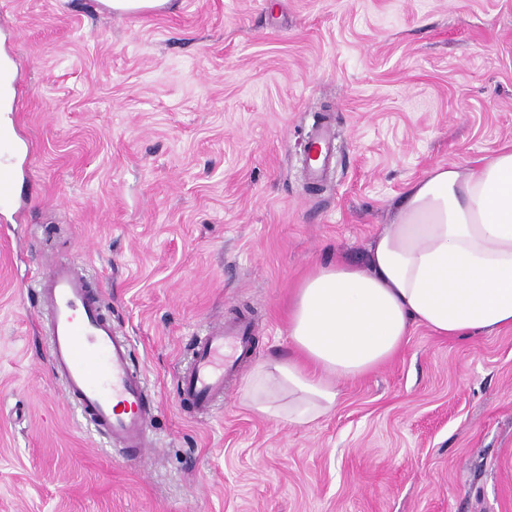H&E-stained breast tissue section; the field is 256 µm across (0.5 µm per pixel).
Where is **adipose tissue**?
<instances>
[{
    "mask_svg": "<svg viewBox=\"0 0 512 512\" xmlns=\"http://www.w3.org/2000/svg\"><path fill=\"white\" fill-rule=\"evenodd\" d=\"M418 326L453 339L512 329V147L410 183L364 264L314 265L288 305V359L259 365L245 398L275 421L312 423L340 382L396 355Z\"/></svg>",
    "mask_w": 512,
    "mask_h": 512,
    "instance_id": "ef3b65f1",
    "label": "adipose tissue"
}]
</instances>
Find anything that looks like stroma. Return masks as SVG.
<instances>
[{"mask_svg": "<svg viewBox=\"0 0 512 512\" xmlns=\"http://www.w3.org/2000/svg\"><path fill=\"white\" fill-rule=\"evenodd\" d=\"M18 72L17 200L0 209V512H512V329L416 328L289 426L243 400L287 357L314 264L361 262L408 184L512 147V0H0ZM336 118L309 189L302 149ZM75 262L130 336L154 416L140 457L65 398L33 283ZM251 349L209 413L178 373L214 324Z\"/></svg>", "mask_w": 512, "mask_h": 512, "instance_id": "1", "label": "stroma"}]
</instances>
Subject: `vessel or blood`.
I'll return each instance as SVG.
<instances>
[{
	"mask_svg": "<svg viewBox=\"0 0 512 512\" xmlns=\"http://www.w3.org/2000/svg\"><path fill=\"white\" fill-rule=\"evenodd\" d=\"M313 156L306 166L309 178L321 181L326 160L336 149L333 122L310 136ZM15 130L0 124V206L11 205L18 170L14 165ZM42 314L50 341L54 375L70 402L108 444L130 452L152 439V414L146 405V386L131 365V340L102 313L99 298L83 273L67 261H55L36 277ZM249 349L246 322L234 320L212 328L196 342L191 366L180 377L182 395L200 413L224 392V377L234 369L224 358L225 345Z\"/></svg>",
	"mask_w": 512,
	"mask_h": 512,
	"instance_id": "b4317fda",
	"label": "vessel or blood"
}]
</instances>
